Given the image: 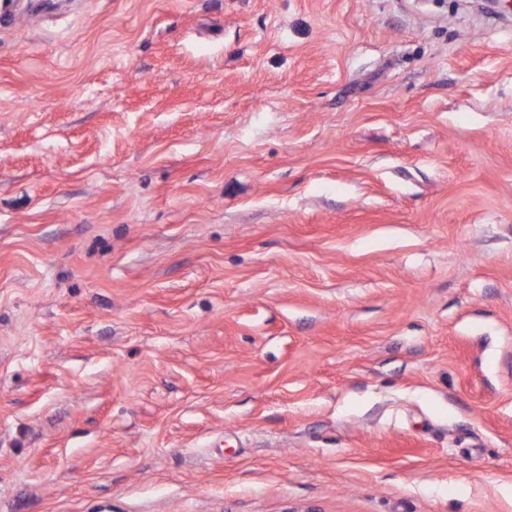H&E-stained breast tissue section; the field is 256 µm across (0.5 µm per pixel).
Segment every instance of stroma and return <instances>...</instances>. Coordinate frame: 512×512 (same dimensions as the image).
<instances>
[{"instance_id":"1","label":"stroma","mask_w":512,"mask_h":512,"mask_svg":"<svg viewBox=\"0 0 512 512\" xmlns=\"http://www.w3.org/2000/svg\"><path fill=\"white\" fill-rule=\"evenodd\" d=\"M0 0V512H512V5Z\"/></svg>"}]
</instances>
